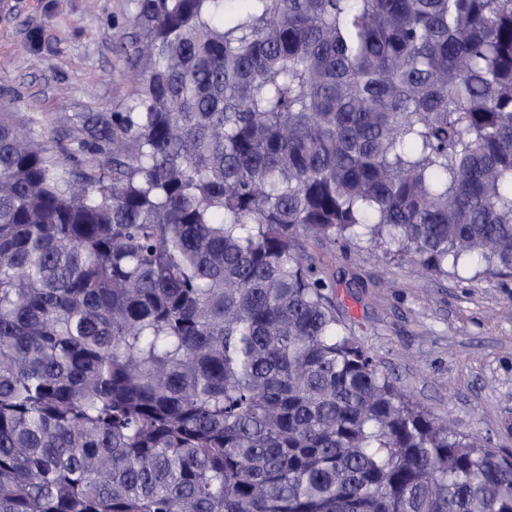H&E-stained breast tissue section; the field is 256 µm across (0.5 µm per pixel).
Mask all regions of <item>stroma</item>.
<instances>
[{
  "instance_id": "stroma-1",
  "label": "stroma",
  "mask_w": 512,
  "mask_h": 512,
  "mask_svg": "<svg viewBox=\"0 0 512 512\" xmlns=\"http://www.w3.org/2000/svg\"><path fill=\"white\" fill-rule=\"evenodd\" d=\"M129 0H0V112L37 140L74 116L120 110L140 91L117 49ZM346 327L415 403L512 454V274H424L363 243L311 240Z\"/></svg>"
}]
</instances>
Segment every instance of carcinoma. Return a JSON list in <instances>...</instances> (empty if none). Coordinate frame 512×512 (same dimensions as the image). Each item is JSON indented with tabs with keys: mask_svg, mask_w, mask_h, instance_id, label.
<instances>
[{
	"mask_svg": "<svg viewBox=\"0 0 512 512\" xmlns=\"http://www.w3.org/2000/svg\"><path fill=\"white\" fill-rule=\"evenodd\" d=\"M142 89L0 113V512H512L311 239L512 274V0H130Z\"/></svg>",
	"mask_w": 512,
	"mask_h": 512,
	"instance_id": "carcinoma-1",
	"label": "carcinoma"
}]
</instances>
